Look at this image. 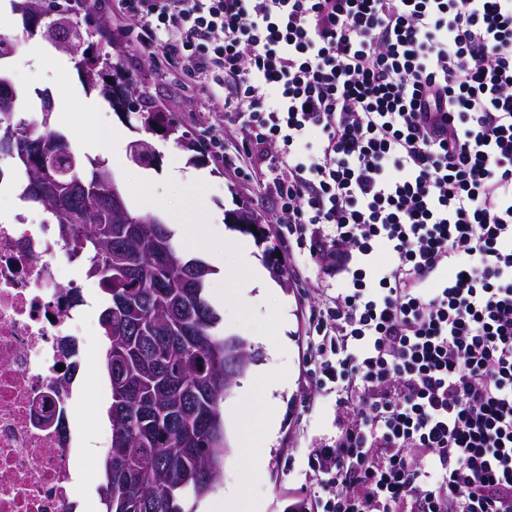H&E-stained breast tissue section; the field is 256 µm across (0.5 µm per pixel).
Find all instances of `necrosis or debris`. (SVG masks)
Masks as SVG:
<instances>
[{"instance_id": "4bbe7bcc", "label": "necrosis or debris", "mask_w": 512, "mask_h": 512, "mask_svg": "<svg viewBox=\"0 0 512 512\" xmlns=\"http://www.w3.org/2000/svg\"><path fill=\"white\" fill-rule=\"evenodd\" d=\"M55 225L0 216V512H80L73 485L89 357Z\"/></svg>"}]
</instances>
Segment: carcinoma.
<instances>
[{
  "label": "carcinoma",
  "instance_id": "1",
  "mask_svg": "<svg viewBox=\"0 0 512 512\" xmlns=\"http://www.w3.org/2000/svg\"><path fill=\"white\" fill-rule=\"evenodd\" d=\"M11 2L26 20L34 11L51 17L40 29L42 39L55 45L66 35L62 48L83 82L112 109L129 107L138 88L117 80L111 57L92 51L76 20L78 0ZM4 92L9 104L0 108V161L19 173L22 199L46 210L85 264L86 277L105 294L99 323L112 403L102 512H196L222 470L224 393L256 357L244 339L224 335L223 315L208 292L215 269L185 255L170 225L129 206V215L146 220L133 225L132 238L103 233L121 220L112 211V195L127 201L107 162L75 152L52 127L51 113H42L38 123L22 117L29 92L0 71ZM148 144L131 143L133 163H153Z\"/></svg>",
  "mask_w": 512,
  "mask_h": 512
}]
</instances>
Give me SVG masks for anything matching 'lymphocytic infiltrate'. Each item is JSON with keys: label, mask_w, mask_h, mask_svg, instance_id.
Listing matches in <instances>:
<instances>
[{"label": "lymphocytic infiltrate", "mask_w": 512, "mask_h": 512, "mask_svg": "<svg viewBox=\"0 0 512 512\" xmlns=\"http://www.w3.org/2000/svg\"><path fill=\"white\" fill-rule=\"evenodd\" d=\"M330 294L290 512H512V0H118Z\"/></svg>", "instance_id": "1"}]
</instances>
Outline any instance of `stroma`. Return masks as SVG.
I'll list each match as a JSON object with an SVG mask.
<instances>
[{
	"mask_svg": "<svg viewBox=\"0 0 512 512\" xmlns=\"http://www.w3.org/2000/svg\"><path fill=\"white\" fill-rule=\"evenodd\" d=\"M80 22L97 51L120 54L123 72L138 84L149 110L163 113L188 138L198 141L200 153L179 152L173 139L162 130L145 131L138 114L113 111L97 91L88 89L74 67L59 68L58 62L65 59V52L44 44L40 35L28 33L23 17L17 13L0 22V35L17 42V51L8 62L11 79L17 86L47 93L51 124L69 143L83 141L92 124L105 122L122 130L124 143L143 138L153 143L158 158L151 165L134 164L124 154L110 164L117 181L126 188L145 174L158 178V185L144 199L130 198L133 209L158 214L169 224L184 213L203 208L222 217L229 227L228 236L211 238L202 257L208 261L217 255L224 263L223 269L210 277L209 296L223 314L225 335L248 340L258 329L273 327L280 316H287L288 350L284 356L271 359L264 344L254 345L261 354V365L287 378V387L279 399L280 428L265 452V471L259 474L254 469L255 449L237 445L240 423L254 421L265 405V396L255 392L241 415L235 411L236 396H229L224 401V435L229 451L214 490L197 507V512H224L223 489L234 485L246 495L262 498L266 512H285L289 497L306 483V448L314 440L335 432L336 392L324 389L309 395L303 384L306 309L324 298V285L315 266L296 244L280 235L274 199L258 184L235 172L232 164L215 156L211 147L214 135L221 133L229 140L237 135L235 129L225 126L222 105L212 100L202 85L187 84L177 65L157 69L139 47L137 22L113 12L112 0H97L96 6L87 8ZM175 152L181 153L189 166L205 174L203 183L188 188L162 182L167 161ZM244 206L253 210L267 235L266 240H253L255 255L265 266L279 262L289 278L288 284H276L266 307L252 316L224 297L225 289L235 285L231 277L234 256L228 241L242 236L232 226L233 217ZM91 315L87 335L92 374L88 380L89 393L82 404L87 415L107 410L112 402L102 367L105 338L98 323L100 312L95 309Z\"/></svg>",
	"mask_w": 512,
	"mask_h": 512,
	"instance_id": "1",
	"label": "stroma"
}]
</instances>
